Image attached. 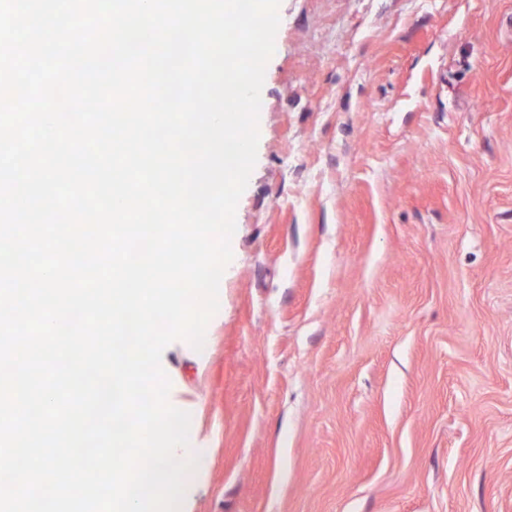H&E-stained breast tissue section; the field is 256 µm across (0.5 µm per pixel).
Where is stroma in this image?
I'll list each match as a JSON object with an SVG mask.
<instances>
[{
    "label": "stroma",
    "mask_w": 512,
    "mask_h": 512,
    "mask_svg": "<svg viewBox=\"0 0 512 512\" xmlns=\"http://www.w3.org/2000/svg\"><path fill=\"white\" fill-rule=\"evenodd\" d=\"M181 512H512V0H280Z\"/></svg>",
    "instance_id": "35a3bbf8"
}]
</instances>
